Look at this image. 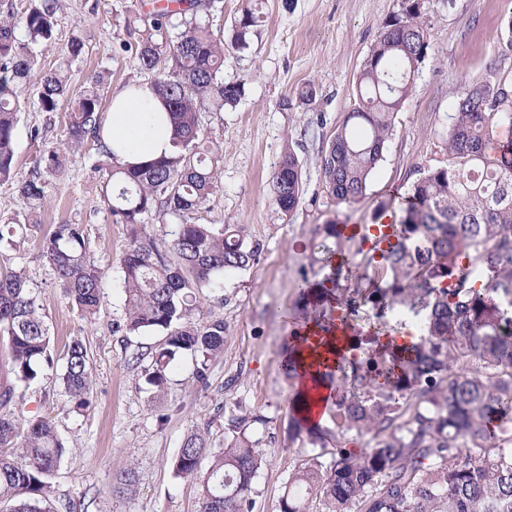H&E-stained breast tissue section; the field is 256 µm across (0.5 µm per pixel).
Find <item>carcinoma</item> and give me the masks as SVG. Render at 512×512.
Here are the masks:
<instances>
[{"label": "carcinoma", "mask_w": 512, "mask_h": 512, "mask_svg": "<svg viewBox=\"0 0 512 512\" xmlns=\"http://www.w3.org/2000/svg\"><path fill=\"white\" fill-rule=\"evenodd\" d=\"M59 0H40L17 23L0 18V182L15 176L14 136L20 98L36 81L41 111H59L66 99L68 65L85 48L72 37L56 69L34 78V48L55 44ZM217 0H170L137 14L142 69L169 112L173 152L136 165L116 162L102 140L101 83L69 98L68 140L79 149L97 143L94 168L104 176L110 213L129 230L121 258L129 334L160 333L164 341L143 369L146 383L163 392L182 354L194 356L192 381L208 384L210 362L224 352V319L203 316L201 295L220 275L245 270L259 253L245 224H195L185 216L210 201L223 164L221 147L205 135V112L234 108L244 83L224 79V45L210 30ZM260 16L246 7L233 26L234 45L249 48ZM429 46L425 14L405 6L390 16L358 75V100L322 157L325 189L336 204L362 197L393 132ZM167 66L159 67L161 54ZM512 126V81L473 85L452 115L448 165L420 173L391 240L359 259L325 258L332 287L307 299L305 324L329 331L354 321L370 306L377 331L351 354L318 369L331 387L336 431L307 422L306 399L289 406L296 436L324 447L336 440V459L325 467L313 457L298 466L281 498L280 512H512V142L491 147L497 129ZM44 167L18 184L37 209L45 197L44 172L64 163L56 149ZM279 213L297 206L302 190L298 160L286 152L273 172ZM181 220L164 235L147 233L165 216ZM61 285L87 319L100 304V271L79 224H58L45 245ZM398 316L421 321L414 343L383 344V328ZM0 335L8 339L10 371L30 383L53 365L51 336L22 273L0 266ZM63 390L76 409L90 405L92 366L77 339L66 349ZM14 388L0 392V504L8 512H57L51 478L67 448L44 419L18 420L6 408ZM248 416L229 420L224 448L209 451L208 432L194 430L173 462L174 475L199 481L197 512H251V494L263 461ZM350 432L365 439L359 453L344 449ZM206 472H201L204 459ZM137 481L133 468L115 474L112 493Z\"/></svg>", "instance_id": "cac0c4a2"}]
</instances>
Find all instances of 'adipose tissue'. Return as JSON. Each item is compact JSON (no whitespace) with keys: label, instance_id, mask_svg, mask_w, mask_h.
Here are the masks:
<instances>
[{"label":"adipose tissue","instance_id":"1","mask_svg":"<svg viewBox=\"0 0 512 512\" xmlns=\"http://www.w3.org/2000/svg\"><path fill=\"white\" fill-rule=\"evenodd\" d=\"M103 137L122 164L171 153L169 117L151 84H136L113 95Z\"/></svg>","mask_w":512,"mask_h":512}]
</instances>
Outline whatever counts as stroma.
Listing matches in <instances>:
<instances>
[{"label": "stroma", "instance_id": "1", "mask_svg": "<svg viewBox=\"0 0 512 512\" xmlns=\"http://www.w3.org/2000/svg\"><path fill=\"white\" fill-rule=\"evenodd\" d=\"M158 0H61L55 15L56 45L36 49L34 71L54 69L61 47L79 36L81 57L68 68V91L76 94L101 75L103 103L127 85L153 81L128 48L125 26L132 12H148ZM211 29L224 45L225 79L245 82L235 109L203 113L211 141L224 156L218 189L208 204L190 213L198 224H244L261 246L249 269L224 274L205 289V311L224 319V354L211 363L208 385H193V360L185 355L156 395L141 376L162 335H132L126 317L121 257L128 244L125 225L103 203V176L94 169L97 152L83 145L64 169L46 175V201L37 211L19 197L15 180L0 182V218L23 224L16 248L0 250V264L20 271L51 333L54 364L39 379L22 384L9 370L8 341L0 337V388H14L15 415L54 423L68 453L52 480L53 501L84 502L87 512H196L199 486L175 477L172 464L184 437L208 430L220 451L233 414L257 417L252 427L264 450L254 484L253 512H279L288 479L312 456L323 466L336 457L334 442L316 450L295 438L289 404L294 390L284 373L282 350L298 328L301 288L320 285L329 274L326 250L345 255L357 239L324 237L328 221L379 223L384 195L399 212L420 172L446 166L445 140L465 88L512 79V0H427L430 40L412 89L394 116V131L364 195L335 204L321 176L322 156L357 95V77L384 21L400 0H221ZM261 22L247 50L231 42L232 25L245 4ZM65 112L40 111L33 93L21 99L15 129L16 175L27 176L47 150L65 147ZM302 168L297 207L278 213L272 173L285 151ZM59 224L83 225L101 276L95 319L84 318L61 288L43 253ZM78 339L93 367L89 408L76 410L58 379L67 345ZM142 351L141 363L129 361ZM131 467L138 474L131 493L116 495L112 479Z\"/></svg>", "mask_w": 512, "mask_h": 512}]
</instances>
